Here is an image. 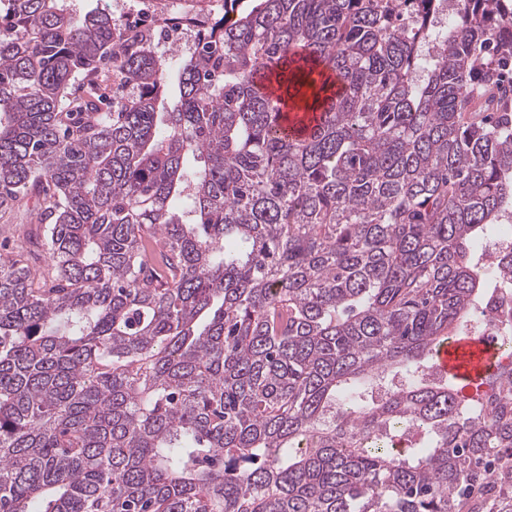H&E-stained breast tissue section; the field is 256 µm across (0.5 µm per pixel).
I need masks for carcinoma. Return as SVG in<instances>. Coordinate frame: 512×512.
<instances>
[{
  "label": "carcinoma",
  "mask_w": 512,
  "mask_h": 512,
  "mask_svg": "<svg viewBox=\"0 0 512 512\" xmlns=\"http://www.w3.org/2000/svg\"><path fill=\"white\" fill-rule=\"evenodd\" d=\"M239 2L172 64L0 0V512H512V364L433 361L512 217V0ZM35 224H26L23 218V210L2 213L0 215V243L8 244L7 249L0 248V254L6 257H15L17 250H13V243L18 238H22L28 231H30ZM14 251V252H12Z\"/></svg>",
  "instance_id": "obj_1"
}]
</instances>
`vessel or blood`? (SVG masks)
<instances>
[{
    "label": "vessel or blood",
    "mask_w": 512,
    "mask_h": 512,
    "mask_svg": "<svg viewBox=\"0 0 512 512\" xmlns=\"http://www.w3.org/2000/svg\"><path fill=\"white\" fill-rule=\"evenodd\" d=\"M435 368L445 376L478 382L486 372L503 362L501 349L470 335L457 337L434 354Z\"/></svg>",
    "instance_id": "obj_1"
}]
</instances>
